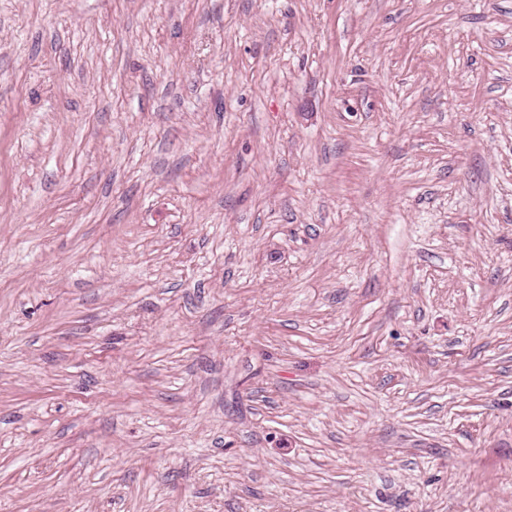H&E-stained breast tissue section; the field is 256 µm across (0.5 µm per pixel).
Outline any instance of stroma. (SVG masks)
<instances>
[{
	"label": "stroma",
	"mask_w": 512,
	"mask_h": 512,
	"mask_svg": "<svg viewBox=\"0 0 512 512\" xmlns=\"http://www.w3.org/2000/svg\"><path fill=\"white\" fill-rule=\"evenodd\" d=\"M0 512H512V0H0Z\"/></svg>",
	"instance_id": "obj_1"
}]
</instances>
